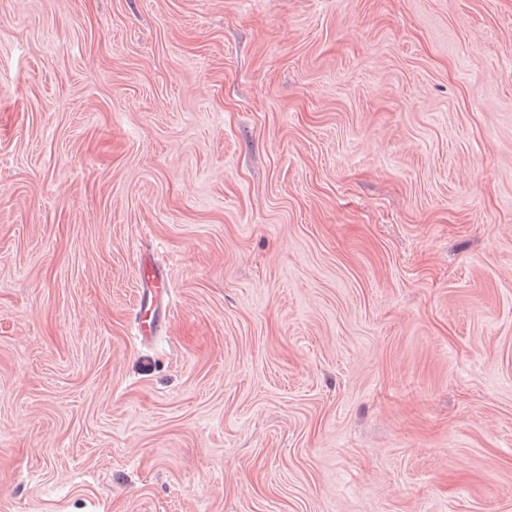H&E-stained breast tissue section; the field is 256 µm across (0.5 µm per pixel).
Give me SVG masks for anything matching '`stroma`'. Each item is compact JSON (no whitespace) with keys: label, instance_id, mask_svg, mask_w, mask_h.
Listing matches in <instances>:
<instances>
[{"label":"stroma","instance_id":"stroma-1","mask_svg":"<svg viewBox=\"0 0 512 512\" xmlns=\"http://www.w3.org/2000/svg\"><path fill=\"white\" fill-rule=\"evenodd\" d=\"M0 512H512V0H0ZM139 294L133 318L134 343L147 346L161 337L173 315L169 276L148 250L137 257Z\"/></svg>","mask_w":512,"mask_h":512}]
</instances>
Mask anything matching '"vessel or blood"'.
Masks as SVG:
<instances>
[{"mask_svg": "<svg viewBox=\"0 0 512 512\" xmlns=\"http://www.w3.org/2000/svg\"><path fill=\"white\" fill-rule=\"evenodd\" d=\"M137 264L139 294L132 339L137 345L147 346L161 337L173 315L169 276L149 251L139 253Z\"/></svg>", "mask_w": 512, "mask_h": 512, "instance_id": "1", "label": "vessel or blood"}]
</instances>
